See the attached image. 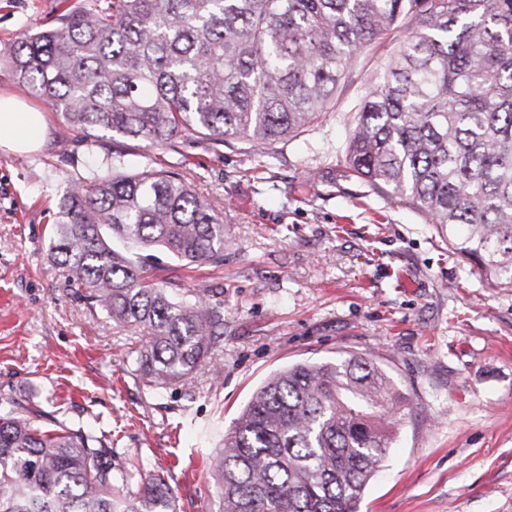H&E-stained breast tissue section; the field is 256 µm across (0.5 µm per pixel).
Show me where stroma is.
<instances>
[{
    "instance_id": "obj_1",
    "label": "stroma",
    "mask_w": 512,
    "mask_h": 512,
    "mask_svg": "<svg viewBox=\"0 0 512 512\" xmlns=\"http://www.w3.org/2000/svg\"><path fill=\"white\" fill-rule=\"evenodd\" d=\"M110 0H0V92L20 94L10 44L42 21ZM360 57L330 112L259 154L183 131L160 151L127 141L124 170L180 175L223 212L224 266L169 275L224 291L219 381L141 382L140 336L72 296L49 259L68 179L112 149L46 112L36 151L0 150V403L112 440L115 468L163 475L179 512H220L206 460L252 393L299 363L369 356L405 395L382 471L358 512H512V288L470 272L414 207L355 177L346 131L376 60Z\"/></svg>"
}]
</instances>
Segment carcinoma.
Masks as SVG:
<instances>
[{
	"mask_svg": "<svg viewBox=\"0 0 512 512\" xmlns=\"http://www.w3.org/2000/svg\"><path fill=\"white\" fill-rule=\"evenodd\" d=\"M388 45L346 137L349 168L418 209L476 274L512 288V0H112L11 45L12 78L84 140L161 150L185 130L261 152L330 111ZM124 153L59 200L50 265L143 334L146 386L192 387L223 351L224 289L153 279L157 252L224 266V217L182 178ZM404 407L365 356L292 365L252 395L210 464L222 512H357ZM0 512H177L159 475L113 472L112 441L0 407Z\"/></svg>",
	"mask_w": 512,
	"mask_h": 512,
	"instance_id": "cac0c4a2",
	"label": "carcinoma"
}]
</instances>
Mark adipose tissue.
<instances>
[{
  "instance_id": "ef3b65f1",
  "label": "adipose tissue",
  "mask_w": 512,
  "mask_h": 512,
  "mask_svg": "<svg viewBox=\"0 0 512 512\" xmlns=\"http://www.w3.org/2000/svg\"><path fill=\"white\" fill-rule=\"evenodd\" d=\"M44 129L42 112L14 96L0 94V149L30 151L37 147Z\"/></svg>"
}]
</instances>
